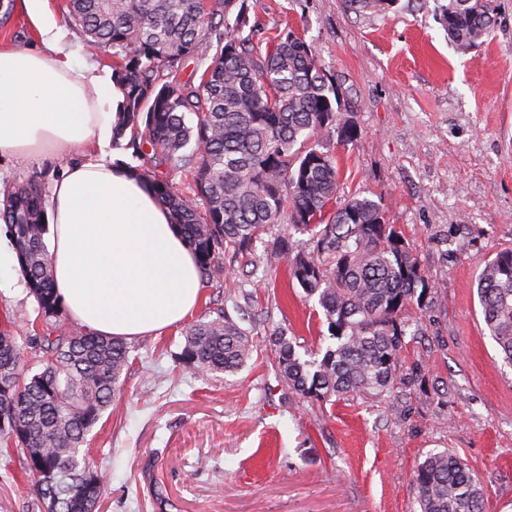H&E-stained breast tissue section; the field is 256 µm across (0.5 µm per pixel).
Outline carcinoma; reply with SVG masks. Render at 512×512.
I'll use <instances>...</instances> for the list:
<instances>
[{
    "label": "carcinoma",
    "mask_w": 512,
    "mask_h": 512,
    "mask_svg": "<svg viewBox=\"0 0 512 512\" xmlns=\"http://www.w3.org/2000/svg\"><path fill=\"white\" fill-rule=\"evenodd\" d=\"M70 17L88 46L110 51L112 78L123 91L113 145L149 156L146 184L198 257L200 275H223L222 252L244 251L272 224L308 235L290 275L317 298L335 348L320 362L301 360L284 334L273 339L280 371L304 396L381 397L397 385L407 305L430 288L420 262L369 197L338 201L336 157L327 137L349 144L350 119L339 87L304 37L293 30L260 49L246 0H69ZM448 38L466 51L494 26L489 0H448ZM207 62L183 76L189 62ZM167 167L168 172L160 171ZM171 172L192 175L194 197ZM0 223L14 243L18 271L45 316L31 343L46 354L27 376L17 337L0 332V441L14 444L45 512H91L103 475L83 448L129 368L119 338L68 329L45 243L48 219L41 185L4 187ZM477 294L485 327L512 366V249L482 269ZM251 353L248 332L227 312L185 332L181 360L202 374L234 373ZM420 512H482L478 478L456 455H430L414 472Z\"/></svg>",
    "instance_id": "obj_1"
}]
</instances>
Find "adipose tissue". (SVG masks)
Instances as JSON below:
<instances>
[{"mask_svg": "<svg viewBox=\"0 0 512 512\" xmlns=\"http://www.w3.org/2000/svg\"><path fill=\"white\" fill-rule=\"evenodd\" d=\"M25 2L43 46L0 49V156L65 165L47 211L60 304L74 326L100 336L177 325L199 302V265L137 171L106 155L122 91L108 75L75 68L46 0Z\"/></svg>", "mask_w": 512, "mask_h": 512, "instance_id": "1", "label": "adipose tissue"}]
</instances>
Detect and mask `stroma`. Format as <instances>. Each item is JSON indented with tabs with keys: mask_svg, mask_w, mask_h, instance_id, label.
Listing matches in <instances>:
<instances>
[{
	"mask_svg": "<svg viewBox=\"0 0 512 512\" xmlns=\"http://www.w3.org/2000/svg\"><path fill=\"white\" fill-rule=\"evenodd\" d=\"M448 0H395L358 10L345 0H248L263 37L294 28L341 89L360 137L330 142L339 196L380 202L430 284L403 312L411 329L394 393L305 397L283 378L272 336L321 361L336 341L316 299L290 276L272 226L255 249L225 255L224 281H202L195 316L228 311L253 352L237 373L203 375L181 360L184 326L129 340L119 393L87 437L105 477L99 512H419L417 465L457 455L478 476L485 512H512V366L489 336L476 295L486 261L512 248V0H492L496 24L468 51L449 39ZM0 16V46L37 49L24 0ZM75 64L111 70L47 0ZM63 168L0 157V186L51 190ZM25 368L44 315L16 269L0 271V324ZM18 454L0 455V512H44Z\"/></svg>",
	"mask_w": 512,
	"mask_h": 512,
	"instance_id": "35a3bbf8",
	"label": "stroma"
}]
</instances>
